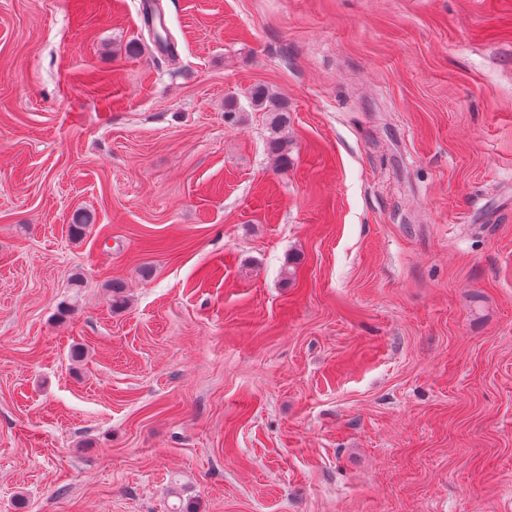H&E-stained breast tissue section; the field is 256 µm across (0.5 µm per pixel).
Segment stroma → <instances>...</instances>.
I'll use <instances>...</instances> for the list:
<instances>
[{
	"label": "stroma",
	"instance_id": "obj_1",
	"mask_svg": "<svg viewBox=\"0 0 512 512\" xmlns=\"http://www.w3.org/2000/svg\"><path fill=\"white\" fill-rule=\"evenodd\" d=\"M153 3L0 0V512H512V0ZM250 103L266 110L270 115L272 136L269 142L271 153L281 167H288V141L281 136L288 119L285 106L273 98L264 87H255L250 93Z\"/></svg>",
	"mask_w": 512,
	"mask_h": 512
}]
</instances>
